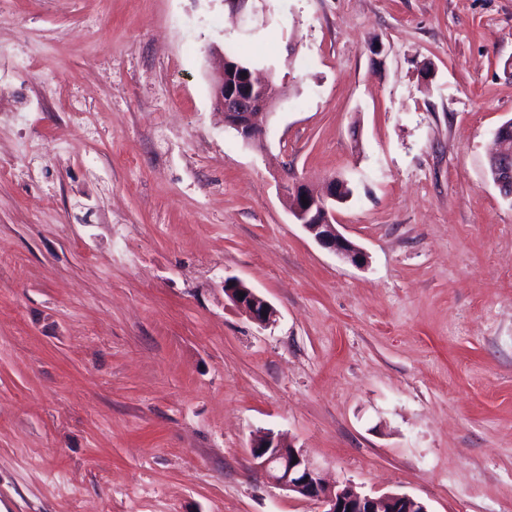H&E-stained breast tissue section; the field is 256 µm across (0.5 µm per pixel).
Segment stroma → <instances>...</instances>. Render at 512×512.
Returning <instances> with one entry per match:
<instances>
[{"label": "stroma", "instance_id": "stroma-1", "mask_svg": "<svg viewBox=\"0 0 512 512\" xmlns=\"http://www.w3.org/2000/svg\"><path fill=\"white\" fill-rule=\"evenodd\" d=\"M0 0V512H318L249 446L512 512V0ZM287 91L263 140L214 50ZM353 190L355 266L282 177ZM235 277L275 309L262 327ZM215 51L222 60L212 75L214 110L224 118L225 127L232 129L244 144L260 141L264 128L259 118L271 113L264 111L274 109L280 88L270 75L263 76L256 71L247 73V76H234L225 85L228 68L224 57L228 60V66L237 68L236 74L242 69H251V66L237 55L231 44L225 47L224 53ZM509 141H512V120L502 124L495 132L496 150L489 159L494 184L504 198L512 201V152L505 150ZM224 293L252 322L267 326L274 321L276 311L273 306L239 279L226 278ZM238 293H245V296L239 297Z\"/></svg>", "mask_w": 512, "mask_h": 512}]
</instances>
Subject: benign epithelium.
<instances>
[{"mask_svg":"<svg viewBox=\"0 0 512 512\" xmlns=\"http://www.w3.org/2000/svg\"><path fill=\"white\" fill-rule=\"evenodd\" d=\"M227 63L212 75L214 110L224 118V126L232 129L246 145L263 138L260 117L277 104L279 87L271 76L257 72L226 81ZM512 140V120L495 132L496 150L489 162L492 180L502 196L512 200V152L505 145ZM285 206L295 220L323 247L339 258L360 266L366 254L336 229V205L351 197L348 183L331 179L325 191L312 192L298 181L280 185ZM224 294L254 323L267 326L274 321L273 306L254 289L234 277L224 280ZM249 452L254 469L274 487L321 505V512H429L424 502L401 493L371 496L350 485H328L303 451L281 433L257 432Z\"/></svg>","mask_w":512,"mask_h":512,"instance_id":"7a95c632","label":"benign epithelium"}]
</instances>
